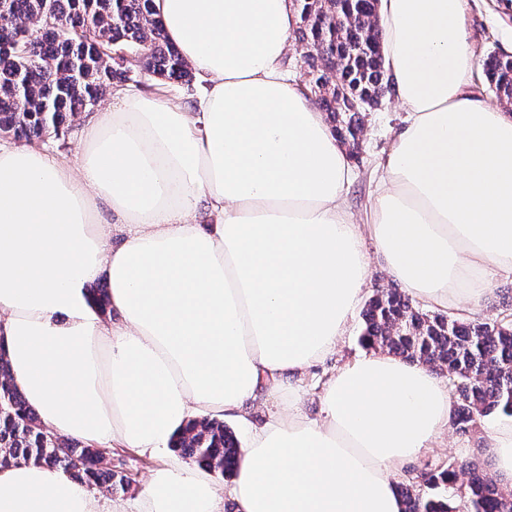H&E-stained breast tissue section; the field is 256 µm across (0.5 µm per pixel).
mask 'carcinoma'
<instances>
[{
	"mask_svg": "<svg viewBox=\"0 0 512 512\" xmlns=\"http://www.w3.org/2000/svg\"><path fill=\"white\" fill-rule=\"evenodd\" d=\"M0 9V134L39 144L64 136L76 114L117 85L151 75L188 84L192 68L164 35L153 0H4ZM305 90L327 112L338 140L357 156L368 113L390 91L376 24L377 0H294ZM126 52L125 62L114 54ZM338 61L334 71L325 57ZM484 72L512 111V58L489 55ZM361 344L447 374L456 432L480 431L495 416L512 417V315L494 320L430 314L398 288H378L362 313ZM222 476L241 453L217 419L185 424L172 444ZM35 462L113 493L129 482L83 441L53 436L15 385L0 355V466ZM402 512H512V490L471 461L450 460L423 485H400Z\"/></svg>",
	"mask_w": 512,
	"mask_h": 512,
	"instance_id": "cac0c4a2",
	"label": "carcinoma"
}]
</instances>
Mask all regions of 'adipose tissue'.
Instances as JSON below:
<instances>
[{
	"mask_svg": "<svg viewBox=\"0 0 512 512\" xmlns=\"http://www.w3.org/2000/svg\"><path fill=\"white\" fill-rule=\"evenodd\" d=\"M153 5L204 81L195 101L118 88L73 158L0 146V353L56 436L168 462L132 500L2 466L0 512H401L394 475L452 427L443 379L359 357L316 420L301 381L349 334L365 241L431 309L481 305L492 275L512 277V117L469 92L464 0H378L405 117L362 224L347 153L288 69L293 0ZM261 400L278 406L257 426ZM208 414L249 431L221 488L172 448ZM480 441L512 489V419Z\"/></svg>",
	"mask_w": 512,
	"mask_h": 512,
	"instance_id": "obj_1",
	"label": "adipose tissue"
}]
</instances>
